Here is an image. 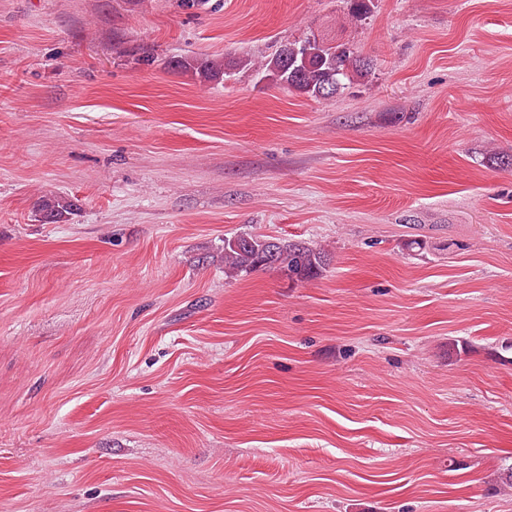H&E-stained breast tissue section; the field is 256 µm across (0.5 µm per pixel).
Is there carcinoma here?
Segmentation results:
<instances>
[{
  "instance_id": "cac0c4a2",
  "label": "carcinoma",
  "mask_w": 512,
  "mask_h": 512,
  "mask_svg": "<svg viewBox=\"0 0 512 512\" xmlns=\"http://www.w3.org/2000/svg\"><path fill=\"white\" fill-rule=\"evenodd\" d=\"M348 15L364 21L373 0H347ZM251 67L261 78L311 99H329L359 79L371 75L373 62L347 43H328L315 34L280 43L268 56L234 62ZM176 66L201 82L226 74L224 61L207 56L184 57ZM76 203L65 196L43 197L36 206L40 221L52 224L74 210ZM329 254L303 242L269 238L260 234H239L224 238V274L248 273L259 268H276L292 282L320 276L329 265Z\"/></svg>"
}]
</instances>
